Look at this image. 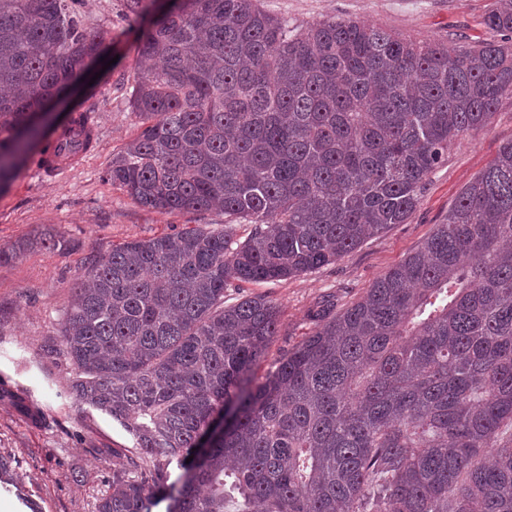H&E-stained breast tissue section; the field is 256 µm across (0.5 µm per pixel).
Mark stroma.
I'll use <instances>...</instances> for the list:
<instances>
[{
  "instance_id": "35a3bbf8",
  "label": "stroma",
  "mask_w": 512,
  "mask_h": 512,
  "mask_svg": "<svg viewBox=\"0 0 512 512\" xmlns=\"http://www.w3.org/2000/svg\"><path fill=\"white\" fill-rule=\"evenodd\" d=\"M494 0H260L264 10L297 26L328 18L364 21L416 40L491 39L482 19ZM125 0H83L88 23L106 29L117 61L70 106H94L95 151L53 173H37L25 160L0 190V246L49 231L54 249L37 248L0 265V501L12 512H95L112 484V469L128 457L153 458L108 414L78 402L76 376L61 352V332L73 288L90 256H107L133 240L199 226L217 228L219 211L162 213L132 201L102 172L133 138L139 119L129 89L139 66ZM512 141V97H503L489 124L460 137L429 177L421 201L403 224L367 239L336 263L282 281L233 283L225 304L263 295L280 310V332L267 351L274 363L319 324L318 305L345 309L373 282L401 263L442 223L460 190Z\"/></svg>"
}]
</instances>
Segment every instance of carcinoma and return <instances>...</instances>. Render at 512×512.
Wrapping results in <instances>:
<instances>
[{
	"label": "carcinoma",
	"mask_w": 512,
	"mask_h": 512,
	"mask_svg": "<svg viewBox=\"0 0 512 512\" xmlns=\"http://www.w3.org/2000/svg\"><path fill=\"white\" fill-rule=\"evenodd\" d=\"M75 2L0 0V185L108 55ZM125 6L134 24L153 14L135 42L140 130L103 180L155 210L218 208L224 226L87 262L62 330L72 393L161 460L115 467L96 512H512V141L418 250L319 310L265 374L277 305L224 304L233 281L331 265L408 220L448 148L512 96V0L483 18L504 40L478 44L299 27L258 0ZM90 112L41 152L91 153ZM58 244L44 232L0 262Z\"/></svg>",
	"instance_id": "obj_1"
}]
</instances>
